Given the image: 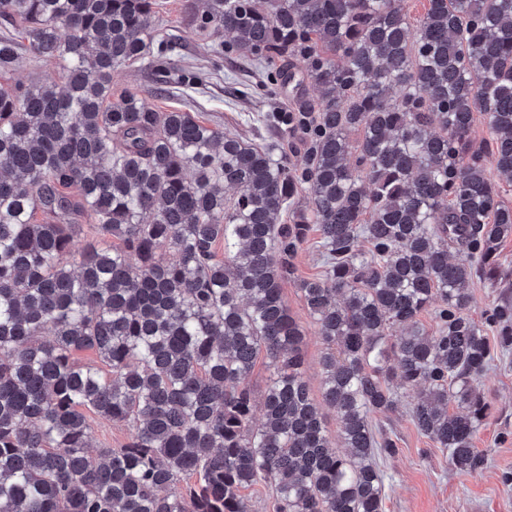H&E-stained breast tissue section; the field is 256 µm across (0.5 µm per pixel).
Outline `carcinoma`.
Instances as JSON below:
<instances>
[{"label": "carcinoma", "mask_w": 512, "mask_h": 512, "mask_svg": "<svg viewBox=\"0 0 512 512\" xmlns=\"http://www.w3.org/2000/svg\"><path fill=\"white\" fill-rule=\"evenodd\" d=\"M401 2L206 0L204 24L241 58L282 61L274 85L305 61L316 95L271 119L291 134L310 114L290 167L281 139L112 99L115 70L154 64L155 0H0L17 27L0 74L24 49L60 66L0 87V512H253L260 484L274 512H383L378 459L398 443L373 419L399 409L395 380L453 469L484 467L492 402L474 382L512 348V300L480 325L469 285L512 237L495 182L512 177V0H428L414 23ZM476 112L488 164L469 148ZM301 192L309 212L282 223ZM86 218L117 244L73 268ZM312 225L324 270L298 288L343 453L282 296ZM83 350L108 371L76 363ZM90 413L127 423L128 442L92 453Z\"/></svg>", "instance_id": "carcinoma-1"}]
</instances>
